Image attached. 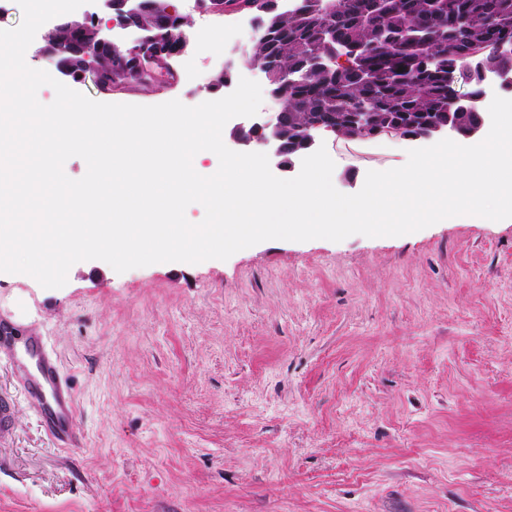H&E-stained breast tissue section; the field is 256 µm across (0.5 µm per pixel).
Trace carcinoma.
<instances>
[{
    "label": "carcinoma",
    "instance_id": "1",
    "mask_svg": "<svg viewBox=\"0 0 512 512\" xmlns=\"http://www.w3.org/2000/svg\"><path fill=\"white\" fill-rule=\"evenodd\" d=\"M153 2L144 0L141 25L163 46L174 31L153 16ZM368 2L337 0L335 12L326 15L322 0H293L290 14L274 11V0H239V7L269 29L251 53L272 72L271 91L280 105L278 135L287 156L303 150L307 127L331 115L339 119L345 137L353 134V121L361 112L368 113L366 136L387 128L406 136L421 134L428 119L448 111V96L457 88L482 96L480 81L468 69L474 54L489 68L512 70V57L493 50L501 35L512 36V0H442L433 13L429 0H391L385 15L371 12ZM328 27L360 45L369 62L388 61L390 67L372 83L350 65L324 68L321 59L336 48L323 38ZM99 65L112 74L114 86L136 79L122 53L102 57ZM479 122L478 112L450 116L454 132L463 137Z\"/></svg>",
    "mask_w": 512,
    "mask_h": 512
}]
</instances>
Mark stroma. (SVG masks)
Returning a JSON list of instances; mask_svg holds the SVG:
<instances>
[{"instance_id":"35a3bbf8","label":"stroma","mask_w":512,"mask_h":512,"mask_svg":"<svg viewBox=\"0 0 512 512\" xmlns=\"http://www.w3.org/2000/svg\"><path fill=\"white\" fill-rule=\"evenodd\" d=\"M178 7L193 37L173 79L66 85L195 106L264 82L246 13ZM323 142L345 194L417 146ZM0 314L57 353L82 439L57 448L17 399L0 512H512V224L269 240L121 274L87 260L58 289L0 272Z\"/></svg>"}]
</instances>
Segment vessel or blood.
Returning a JSON list of instances; mask_svg holds the SVG:
<instances>
[{
	"label": "vessel or blood",
	"instance_id": "1",
	"mask_svg": "<svg viewBox=\"0 0 512 512\" xmlns=\"http://www.w3.org/2000/svg\"><path fill=\"white\" fill-rule=\"evenodd\" d=\"M1 361L9 364L20 393L38 408L46 433L60 447L73 446L78 436L75 396L42 336L0 316Z\"/></svg>",
	"mask_w": 512,
	"mask_h": 512
}]
</instances>
